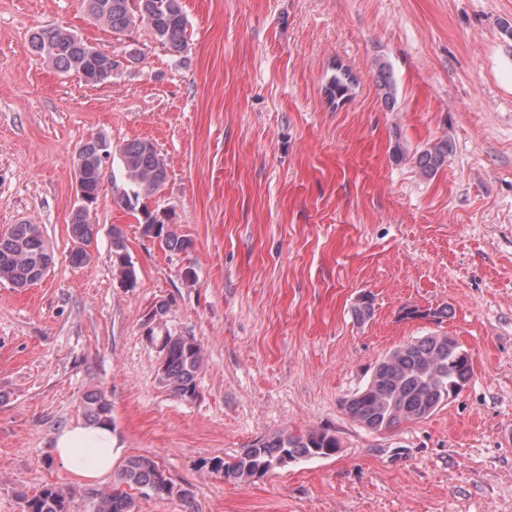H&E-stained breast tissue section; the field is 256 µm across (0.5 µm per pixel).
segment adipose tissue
<instances>
[{"mask_svg": "<svg viewBox=\"0 0 512 512\" xmlns=\"http://www.w3.org/2000/svg\"><path fill=\"white\" fill-rule=\"evenodd\" d=\"M57 457L79 477L100 480L112 471L114 431L111 423H75L55 433Z\"/></svg>", "mask_w": 512, "mask_h": 512, "instance_id": "1", "label": "adipose tissue"}]
</instances>
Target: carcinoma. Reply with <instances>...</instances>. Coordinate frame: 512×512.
Returning <instances> with one entry per match:
<instances>
[{
  "instance_id": "carcinoma-1",
  "label": "carcinoma",
  "mask_w": 512,
  "mask_h": 512,
  "mask_svg": "<svg viewBox=\"0 0 512 512\" xmlns=\"http://www.w3.org/2000/svg\"><path fill=\"white\" fill-rule=\"evenodd\" d=\"M89 16L97 23L123 36L137 25L148 26L155 40L174 54L184 51L187 17L182 0H85ZM34 53L51 62L62 72L74 71L84 82L98 85L123 74L120 61L91 46L83 37L63 28L42 29L31 35ZM355 84L351 73L336 66L325 85L332 105L349 97ZM378 87L384 102H395L390 69L379 68ZM448 140L432 143L416 152V164L426 177L435 175L448 162ZM121 163V176L126 186L121 202L137 210L140 200L148 198L165 183L164 160L155 146L146 140H132L118 147L103 135L81 144L78 160L82 161V179L89 205L98 202L103 165L113 157ZM141 233L147 238H160V246L172 253H185L190 239L178 234L169 224L170 215L142 210ZM69 233L74 243L71 261L81 264L89 259L86 250L94 239V224L80 210H73ZM55 261L40 227L36 224H14L0 234V282L15 288H27L48 273ZM112 268L120 282L128 288L137 283V270L127 250L124 235L112 229ZM458 340L449 336H425L400 345L389 352L373 369L366 386L346 400L347 415L364 428L387 431L396 425L425 419L452 396L458 395L472 373L471 355H460ZM163 367L160 382L176 397L196 396V375L203 363V349L193 336H167L161 350ZM86 416L91 421H111V408L97 392L84 397ZM340 448L335 435L310 430L295 434L282 432L260 439L226 461L220 456L201 461L200 468L220 475L228 482L253 483L269 472L302 459L328 458ZM159 499L177 498L185 512H199L193 490L174 483L164 469L150 457H129L115 476L112 490L95 498L94 512H137L136 494ZM24 512H73L72 495L56 483H48L32 495L21 493Z\"/></svg>"
}]
</instances>
